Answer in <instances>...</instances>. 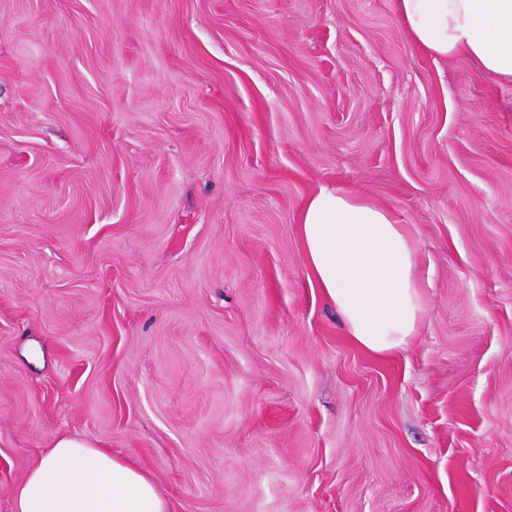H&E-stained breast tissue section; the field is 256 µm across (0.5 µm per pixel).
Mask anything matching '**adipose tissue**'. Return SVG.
Returning a JSON list of instances; mask_svg holds the SVG:
<instances>
[{
  "label": "adipose tissue",
  "instance_id": "adipose-tissue-1",
  "mask_svg": "<svg viewBox=\"0 0 512 512\" xmlns=\"http://www.w3.org/2000/svg\"><path fill=\"white\" fill-rule=\"evenodd\" d=\"M411 39L439 58H463L512 84V0H396ZM310 276L364 350L389 355L414 341L424 313L416 250L393 212L328 184L299 217ZM14 512H169L167 498L131 461L59 438L29 469Z\"/></svg>",
  "mask_w": 512,
  "mask_h": 512
}]
</instances>
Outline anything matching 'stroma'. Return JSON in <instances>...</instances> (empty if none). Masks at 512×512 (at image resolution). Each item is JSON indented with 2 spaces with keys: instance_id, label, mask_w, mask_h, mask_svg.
<instances>
[{
  "instance_id": "obj_1",
  "label": "stroma",
  "mask_w": 512,
  "mask_h": 512,
  "mask_svg": "<svg viewBox=\"0 0 512 512\" xmlns=\"http://www.w3.org/2000/svg\"><path fill=\"white\" fill-rule=\"evenodd\" d=\"M331 183L416 246L406 351L310 277ZM60 437L170 512H512V84L395 0H0V512Z\"/></svg>"
}]
</instances>
